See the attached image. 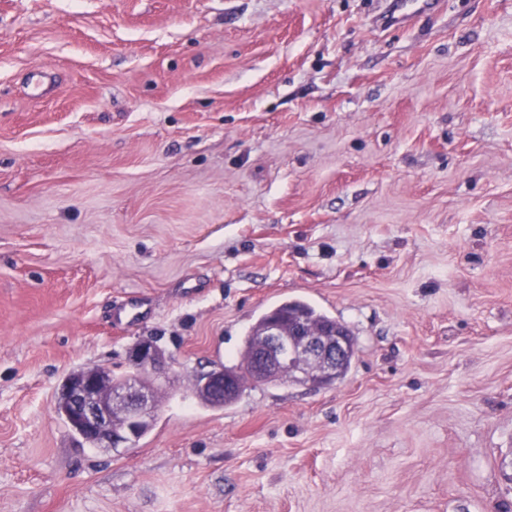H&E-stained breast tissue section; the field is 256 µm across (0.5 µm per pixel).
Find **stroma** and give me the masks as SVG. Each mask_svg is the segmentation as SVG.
I'll use <instances>...</instances> for the list:
<instances>
[{
    "label": "stroma",
    "instance_id": "35a3bbf8",
    "mask_svg": "<svg viewBox=\"0 0 512 512\" xmlns=\"http://www.w3.org/2000/svg\"><path fill=\"white\" fill-rule=\"evenodd\" d=\"M386 8L0 0V512H512V0ZM292 299L346 377L202 405ZM142 339L151 430L79 444L61 382ZM438 4V0H391L385 13L376 20V24L382 27L402 23L414 13L431 11Z\"/></svg>",
    "mask_w": 512,
    "mask_h": 512
}]
</instances>
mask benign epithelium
<instances>
[{
    "mask_svg": "<svg viewBox=\"0 0 512 512\" xmlns=\"http://www.w3.org/2000/svg\"><path fill=\"white\" fill-rule=\"evenodd\" d=\"M350 352L351 337L342 326L331 333L304 324L286 331L274 320L262 331L252 381L262 383L286 372L312 387H328L337 382ZM127 366L126 380L118 389L93 368L63 382L61 392L66 395L69 414L83 442L94 437L100 447L118 450L132 448L139 440L141 423L154 411L152 389L143 385L142 375L148 374L156 382L168 374L169 363L157 344L142 340L130 349ZM204 382L218 399L242 388L236 377L222 370L205 372ZM116 413L121 416L118 424Z\"/></svg>",
    "mask_w": 512,
    "mask_h": 512,
    "instance_id": "obj_1",
    "label": "benign epithelium"
}]
</instances>
